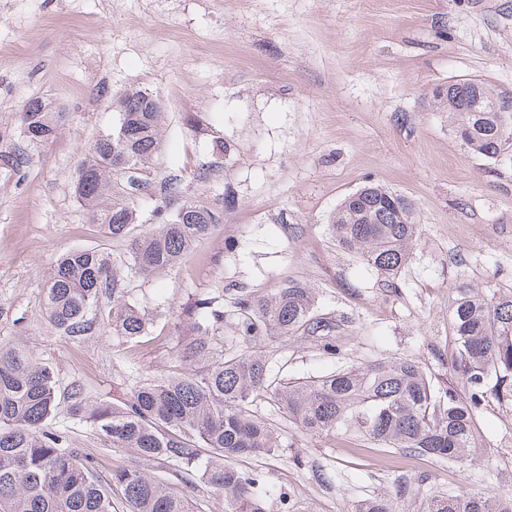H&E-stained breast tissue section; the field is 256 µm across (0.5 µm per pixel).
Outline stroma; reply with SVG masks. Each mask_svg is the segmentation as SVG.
<instances>
[{"instance_id":"35a3bbf8","label":"stroma","mask_w":512,"mask_h":512,"mask_svg":"<svg viewBox=\"0 0 512 512\" xmlns=\"http://www.w3.org/2000/svg\"><path fill=\"white\" fill-rule=\"evenodd\" d=\"M0 40L15 46L0 54V343L28 345L61 387L79 382L121 401L179 372L191 332L183 311L197 298L271 296L292 280L314 288L319 313L336 320L341 352L265 340L279 379L410 356L444 387L456 285L512 291V148L496 160L469 152L430 98L467 80L512 92V0H0ZM131 88L162 103L153 178L180 173L185 199L222 208L224 222L172 270L127 279L150 335L73 340L49 327L44 289L71 249L125 251L89 221L73 182L89 144L117 120L114 98ZM37 97L60 112L58 133L15 169L19 113ZM217 140L229 154H213ZM370 181L412 199L422 224L395 289L329 234L337 206ZM256 410L281 451L239 466L260 474L269 512L285 496L298 512H352L410 474L431 492L512 493L511 399L488 394L465 468L346 448L268 403ZM49 426L93 456L100 476L141 464L199 512H224L223 496L187 467L139 462L61 415Z\"/></svg>"}]
</instances>
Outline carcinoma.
Masks as SVG:
<instances>
[{
  "label": "carcinoma",
  "mask_w": 512,
  "mask_h": 512,
  "mask_svg": "<svg viewBox=\"0 0 512 512\" xmlns=\"http://www.w3.org/2000/svg\"><path fill=\"white\" fill-rule=\"evenodd\" d=\"M501 96L479 80L432 92L454 132L466 135L465 147L492 159L512 146V112L496 111ZM119 100L126 111L118 113L112 133L91 145L74 194L104 238L125 243L126 273L147 278L176 267L193 242L224 222V211L189 201L168 208L183 193V176L150 178L161 141L160 99L131 89ZM20 122L28 146L57 134L39 99L23 106ZM150 187L159 204L145 229L137 200ZM421 228L410 199L374 184L345 197L330 222L336 245L358 255L391 288L398 287ZM125 283L104 250L68 251L45 288L48 325L72 339L148 335L150 320L125 298ZM316 304L315 292L297 281L272 297L238 295L230 326L243 348L226 354L224 303L198 300L187 312L193 338L186 350L207 365L143 382L121 405L97 400L79 384L58 397L50 366L26 347L0 344V512H195L187 495L136 466L101 478L90 455L48 430L47 421L61 413L141 460L163 457L197 471L224 495V512H266L260 475L233 465L280 451L274 429L256 415L259 401L304 432L335 435L348 448L368 444L467 467L479 445L477 416L487 392L512 398V292L458 285L448 318V372L456 384L445 389L434 388L412 357L340 368L310 383L277 380L268 359L253 351L267 337L312 339L336 356L335 325L316 314ZM422 483L405 476L393 490L357 502L354 512H406L401 504L417 498L418 512H512V494L425 495Z\"/></svg>",
  "instance_id": "1"
}]
</instances>
